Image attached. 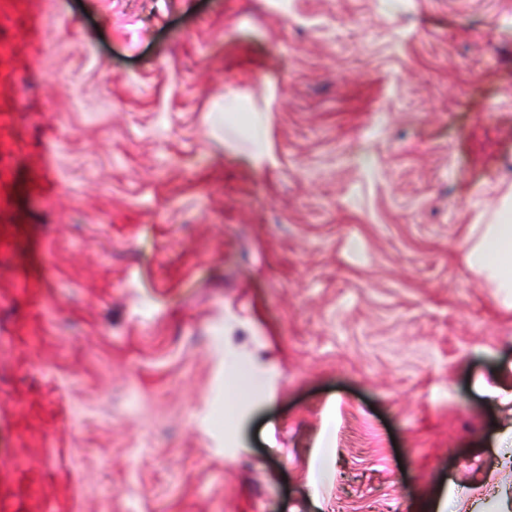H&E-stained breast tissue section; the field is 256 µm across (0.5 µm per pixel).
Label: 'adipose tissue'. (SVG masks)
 <instances>
[{
    "instance_id": "ef3b65f1",
    "label": "adipose tissue",
    "mask_w": 512,
    "mask_h": 512,
    "mask_svg": "<svg viewBox=\"0 0 512 512\" xmlns=\"http://www.w3.org/2000/svg\"><path fill=\"white\" fill-rule=\"evenodd\" d=\"M471 268L486 272L507 300H512V205L503 204L490 223L482 225L469 247Z\"/></svg>"
}]
</instances>
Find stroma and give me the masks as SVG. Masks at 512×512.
I'll return each instance as SVG.
<instances>
[{
  "mask_svg": "<svg viewBox=\"0 0 512 512\" xmlns=\"http://www.w3.org/2000/svg\"><path fill=\"white\" fill-rule=\"evenodd\" d=\"M510 191L512 0H0V495L512 512ZM479 235L469 247L472 269L484 271L504 293L512 309V206L510 197L496 210L490 224L479 225Z\"/></svg>",
  "mask_w": 512,
  "mask_h": 512,
  "instance_id": "obj_1",
  "label": "stroma"
}]
</instances>
